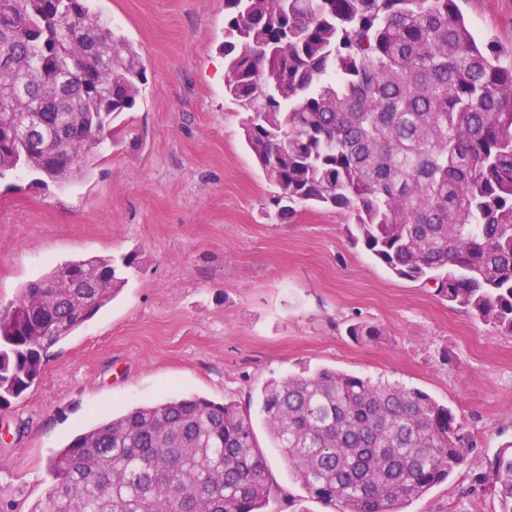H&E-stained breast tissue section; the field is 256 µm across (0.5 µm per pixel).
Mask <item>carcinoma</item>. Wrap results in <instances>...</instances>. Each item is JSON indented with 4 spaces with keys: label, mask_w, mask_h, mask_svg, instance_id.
Instances as JSON below:
<instances>
[{
    "label": "carcinoma",
    "mask_w": 512,
    "mask_h": 512,
    "mask_svg": "<svg viewBox=\"0 0 512 512\" xmlns=\"http://www.w3.org/2000/svg\"><path fill=\"white\" fill-rule=\"evenodd\" d=\"M224 92L282 189L278 213L349 211L353 241L395 275L433 283L512 334V64L459 0H224ZM0 106L37 114L38 144L0 136V173L46 187L83 173L145 81L141 58L90 0H0ZM107 256L68 261L0 307V403L124 286ZM271 447L340 512H405L469 441L428 394L331 369L261 391ZM31 512H265L273 494L252 417L233 401L172 398L76 436ZM484 480L512 512V444Z\"/></svg>",
    "instance_id": "cac0c4a2"
}]
</instances>
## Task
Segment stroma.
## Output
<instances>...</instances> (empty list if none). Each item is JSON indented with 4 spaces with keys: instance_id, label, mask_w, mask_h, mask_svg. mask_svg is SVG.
I'll use <instances>...</instances> for the list:
<instances>
[{
    "instance_id": "35a3bbf8",
    "label": "stroma",
    "mask_w": 512,
    "mask_h": 512,
    "mask_svg": "<svg viewBox=\"0 0 512 512\" xmlns=\"http://www.w3.org/2000/svg\"><path fill=\"white\" fill-rule=\"evenodd\" d=\"M480 39L512 51V0H460ZM139 53L134 111L112 122L90 171L43 188L0 173V304L69 260L136 256L120 294L50 349L40 377L0 407V489L44 503L50 459L100 420L166 397L249 406L279 493L268 512H338L309 497L270 445L258 397L323 368L429 393L472 448L406 512H497L477 477L512 441V335L402 279L350 235L348 212L296 204L247 148L224 95V0H92ZM379 328L358 341L354 323Z\"/></svg>"
}]
</instances>
